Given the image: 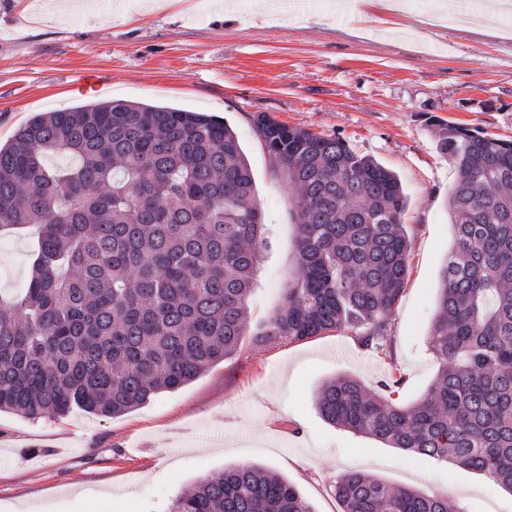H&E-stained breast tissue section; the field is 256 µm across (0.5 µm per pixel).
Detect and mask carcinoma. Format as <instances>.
Instances as JSON below:
<instances>
[{
  "mask_svg": "<svg viewBox=\"0 0 512 512\" xmlns=\"http://www.w3.org/2000/svg\"><path fill=\"white\" fill-rule=\"evenodd\" d=\"M255 132L298 193L297 273L252 335L264 348L365 328L383 349L409 241L399 177L339 137L266 113ZM455 169L454 243L440 272L430 345L441 361L415 403L338 376L317 397L329 423L411 455L453 460L512 491V140L439 123ZM74 162L50 165L51 155ZM255 181L228 123L122 100L31 118L0 146V230L40 226L28 282L0 298V411L79 408L115 417L234 354L268 247ZM341 512H458L442 490L351 473ZM171 512H312L288 481L243 464L207 477Z\"/></svg>",
  "mask_w": 512,
  "mask_h": 512,
  "instance_id": "carcinoma-1",
  "label": "carcinoma"
}]
</instances>
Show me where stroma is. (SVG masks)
<instances>
[{"label": "stroma", "instance_id": "35a3bbf8", "mask_svg": "<svg viewBox=\"0 0 512 512\" xmlns=\"http://www.w3.org/2000/svg\"><path fill=\"white\" fill-rule=\"evenodd\" d=\"M97 0L60 12L56 0H0V141L33 115L124 100L223 118L256 183L269 247L249 299L265 321L295 277L299 199L274 174L253 130L260 112L342 138L395 172L408 197L410 250L386 350L357 331L235 354L190 383L118 417L73 410L28 420L0 413V512H170L206 477L243 463L279 473L313 512H341L345 475L392 487L438 488L463 512H512V492L452 461L410 456L329 424L316 400L346 375L375 388L402 377L396 404L419 400L440 363L429 339L439 273L452 247L455 175L437 147L438 120L512 139V20L481 28L455 12L432 26L418 14L315 0L301 11L225 14L220 0ZM36 230L0 236V294L29 277Z\"/></svg>", "mask_w": 512, "mask_h": 512}]
</instances>
